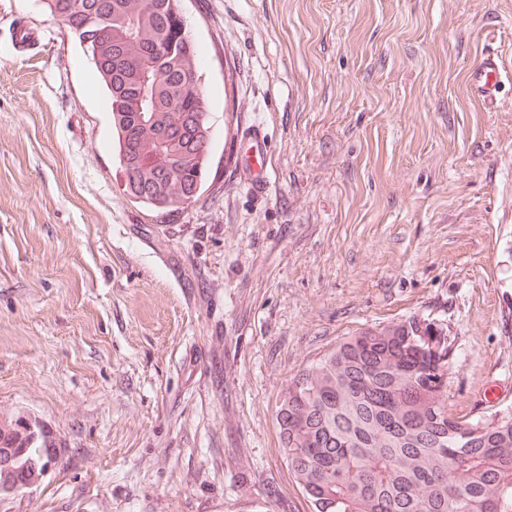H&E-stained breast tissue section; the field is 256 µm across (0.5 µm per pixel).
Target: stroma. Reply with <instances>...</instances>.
<instances>
[{"instance_id": "stroma-1", "label": "stroma", "mask_w": 512, "mask_h": 512, "mask_svg": "<svg viewBox=\"0 0 512 512\" xmlns=\"http://www.w3.org/2000/svg\"><path fill=\"white\" fill-rule=\"evenodd\" d=\"M181 7L211 141L202 195L162 214L123 192L87 53L43 0H0V411L61 446L0 512H311L283 390L412 315L453 343V413L512 408V0ZM25 23L42 46L12 53ZM252 123L263 194L234 164ZM498 73V60L491 53L486 54L480 63L469 71L468 79L470 85L484 102H492L493 97L497 93Z\"/></svg>"}]
</instances>
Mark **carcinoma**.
Listing matches in <instances>:
<instances>
[{"instance_id":"carcinoma-1","label":"carcinoma","mask_w":512,"mask_h":512,"mask_svg":"<svg viewBox=\"0 0 512 512\" xmlns=\"http://www.w3.org/2000/svg\"><path fill=\"white\" fill-rule=\"evenodd\" d=\"M166 0H44L90 56L114 103L119 147L140 203L180 199L203 182L210 144L202 88H186L198 50ZM149 127L136 118L139 86ZM417 316L367 327L304 368L277 408L281 446L313 512H512V409L448 407L452 346Z\"/></svg>"}]
</instances>
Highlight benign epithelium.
I'll return each mask as SVG.
<instances>
[{"instance_id":"7a95c632","label":"benign epithelium","mask_w":512,"mask_h":512,"mask_svg":"<svg viewBox=\"0 0 512 512\" xmlns=\"http://www.w3.org/2000/svg\"><path fill=\"white\" fill-rule=\"evenodd\" d=\"M40 438L51 442L48 459L28 455V448ZM59 455L60 449L42 423L21 413H0V495L38 486Z\"/></svg>"}]
</instances>
